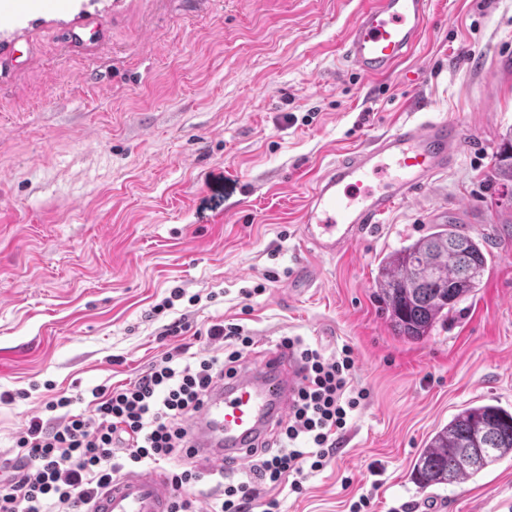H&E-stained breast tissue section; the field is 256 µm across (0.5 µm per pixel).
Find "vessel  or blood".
I'll return each mask as SVG.
<instances>
[{
	"mask_svg": "<svg viewBox=\"0 0 512 512\" xmlns=\"http://www.w3.org/2000/svg\"><path fill=\"white\" fill-rule=\"evenodd\" d=\"M431 0H363L348 26L343 56L365 79L394 74L429 31ZM464 146L461 127L443 116H408L367 144L341 153L315 175L300 214L301 240L317 257L331 258L373 232L397 204L409 201L447 173ZM395 167L383 191L371 175ZM302 381L287 349L263 353L224 376L204 395L189 427L199 461L217 459L236 469L249 446L283 418ZM166 471L130 473L98 497L93 512H168Z\"/></svg>",
	"mask_w": 512,
	"mask_h": 512,
	"instance_id": "obj_1",
	"label": "vessel or blood"
}]
</instances>
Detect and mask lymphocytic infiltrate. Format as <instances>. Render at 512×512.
I'll use <instances>...</instances> for the list:
<instances>
[{"instance_id":"1","label":"lymphocytic infiltrate","mask_w":512,"mask_h":512,"mask_svg":"<svg viewBox=\"0 0 512 512\" xmlns=\"http://www.w3.org/2000/svg\"><path fill=\"white\" fill-rule=\"evenodd\" d=\"M207 337L233 347L220 358L173 348L133 383L95 390L93 416L67 415L55 425L32 417L16 441L19 472L0 483V512H82L132 467L185 454L188 421L199 413L202 395L234 372L253 343L240 325L221 321ZM282 345L294 351L303 382L287 419L249 449L247 479L225 484L211 512H251L255 505L276 512L277 501L262 500V488L286 482L299 491L304 470L326 466L351 413L368 397L350 385V346L328 356L297 337L283 338Z\"/></svg>"}]
</instances>
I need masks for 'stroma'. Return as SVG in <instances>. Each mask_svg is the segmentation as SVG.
Returning <instances> with one entry per match:
<instances>
[{
    "label": "stroma",
    "instance_id": "stroma-1",
    "mask_svg": "<svg viewBox=\"0 0 512 512\" xmlns=\"http://www.w3.org/2000/svg\"><path fill=\"white\" fill-rule=\"evenodd\" d=\"M359 2L0 0V461L50 398L89 415L94 389L167 350L219 354L205 331L221 320L255 354L289 336L350 345L351 386L369 393L301 492L266 488L279 512H512V457L452 485L410 478L461 409L512 411V184L493 179L512 131V0H432L431 31L380 82L343 60ZM412 110L464 127L456 162L376 233L312 256L310 174ZM437 224L485 236L490 261L410 340L375 296L378 264Z\"/></svg>",
    "mask_w": 512,
    "mask_h": 512
}]
</instances>
